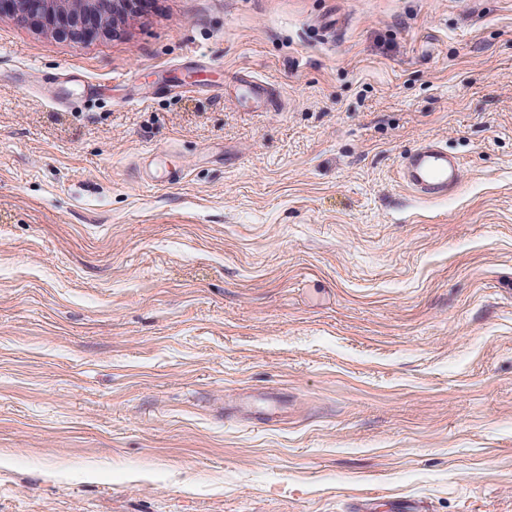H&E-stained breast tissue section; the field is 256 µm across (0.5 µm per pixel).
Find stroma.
Instances as JSON below:
<instances>
[{
	"label": "stroma",
	"instance_id": "35a3bbf8",
	"mask_svg": "<svg viewBox=\"0 0 512 512\" xmlns=\"http://www.w3.org/2000/svg\"><path fill=\"white\" fill-rule=\"evenodd\" d=\"M428 138L441 200L398 174ZM370 496L512 512V0L0 16V512ZM240 88L246 97L259 103H274L271 85L253 74H245L240 81ZM460 162L440 142L422 141L399 165L405 186L419 198H444L459 188Z\"/></svg>",
	"mask_w": 512,
	"mask_h": 512
}]
</instances>
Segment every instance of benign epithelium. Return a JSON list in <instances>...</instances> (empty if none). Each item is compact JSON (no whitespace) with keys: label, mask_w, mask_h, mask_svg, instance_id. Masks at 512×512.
<instances>
[{"label":"benign epithelium","mask_w":512,"mask_h":512,"mask_svg":"<svg viewBox=\"0 0 512 512\" xmlns=\"http://www.w3.org/2000/svg\"><path fill=\"white\" fill-rule=\"evenodd\" d=\"M142 0H0V15H13L50 34L78 43L113 32V12L134 11Z\"/></svg>","instance_id":"7a95c632"}]
</instances>
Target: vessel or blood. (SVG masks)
Here are the masks:
<instances>
[{
  "label": "vessel or blood",
  "instance_id": "1",
  "mask_svg": "<svg viewBox=\"0 0 512 512\" xmlns=\"http://www.w3.org/2000/svg\"><path fill=\"white\" fill-rule=\"evenodd\" d=\"M240 88L246 97L260 103L273 100L269 83L255 75H244ZM460 162L438 141L427 139L406 154L399 165L405 186L421 198H444L460 185Z\"/></svg>",
  "mask_w": 512,
  "mask_h": 512
}]
</instances>
